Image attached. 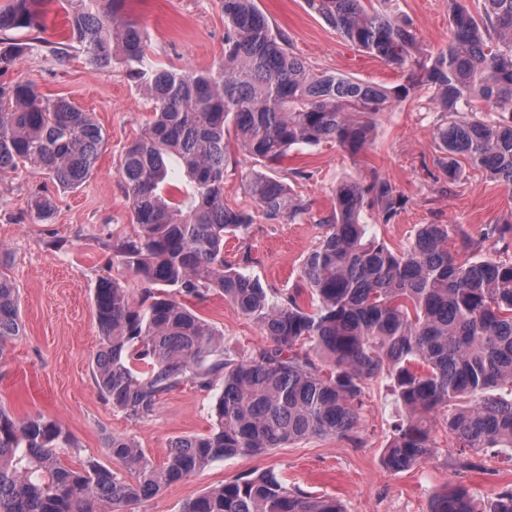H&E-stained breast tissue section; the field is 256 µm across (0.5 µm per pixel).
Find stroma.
<instances>
[{
    "mask_svg": "<svg viewBox=\"0 0 512 512\" xmlns=\"http://www.w3.org/2000/svg\"><path fill=\"white\" fill-rule=\"evenodd\" d=\"M391 2L415 28L424 52L436 53L446 44L448 0ZM256 5L311 65L390 87L403 83L400 69L344 41L304 0H256ZM127 11L150 32L151 58L160 67L204 68L224 56L221 0H128ZM7 77L33 82L42 94L92 112L105 145L90 179L73 191L58 189L33 169L0 179V270L18 290L21 324L19 336L0 351V408L17 418L41 414L56 421L74 440L62 455L70 466L89 458L111 465L105 439L114 434L134 438L154 462H162L173 438L208 433L210 395L185 384L165 395L154 415L136 422L103 399L92 377L100 349L95 288L102 280H114L136 301L147 289L122 265L114 247L138 232L118 165L125 146L145 132L151 107L122 69L97 68L80 52L60 60L46 48L35 49ZM437 119L431 93L423 89L380 116L372 145L359 155L330 142L291 148L274 174L308 205L295 224L272 223L256 214L244 184L257 164L240 151L235 133H226L224 201L255 218L242 234L227 238L225 260L276 294L302 287L300 266L325 232L320 220L332 210L337 181L371 173L395 183L407 203L387 223L367 213L368 236L396 250L418 225L444 224L449 248H458L466 236L476 243L473 257L512 260L511 238L484 234L486 225L512 221V190L467 170L455 187L442 191L433 178ZM39 193L54 200L43 222L30 209ZM246 254L251 257L247 263L242 260ZM185 303L223 332L234 358L267 346L259 326L221 295L203 302L189 297ZM402 416L387 380L374 382L364 396L360 426L350 437H315L261 455L211 462L134 505L132 512H180L210 487L267 470L282 475L288 485L338 498L346 512H427L431 496L447 486L466 487L483 503L512 487V455H481L473 466H462L464 452L438 420L431 432L437 446L433 456L408 470L388 469L384 453Z\"/></svg>",
    "mask_w": 512,
    "mask_h": 512,
    "instance_id": "1",
    "label": "stroma"
}]
</instances>
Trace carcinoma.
<instances>
[{
    "label": "carcinoma",
    "mask_w": 512,
    "mask_h": 512,
    "mask_svg": "<svg viewBox=\"0 0 512 512\" xmlns=\"http://www.w3.org/2000/svg\"><path fill=\"white\" fill-rule=\"evenodd\" d=\"M388 0H305L345 41L396 66L405 83L386 87L311 67L273 31L255 0H222L224 59L207 68L158 69L150 36L126 15V0H10L0 8V76L38 46L47 6L67 12L64 42H44L60 59L70 48L97 68L124 69L153 109L144 133L119 160L118 174L140 228L116 247L122 264L160 286L136 303L105 280L94 306L102 347L97 389L132 420L152 416L185 383L212 394L213 427L178 436L157 464L127 435L106 448L115 462H62L69 433L42 416L17 420L0 408V512H129L209 463L260 454L312 437L355 431L367 384L382 377L405 410L385 465L401 471L434 452L429 415L445 410L448 437L478 456L512 448V261L461 259L448 249V225L421 224L399 252L366 234L365 207L384 222L406 197L375 174L342 179L323 239L304 259L302 291L269 298L262 283L224 261V239L254 216L224 203L234 127L260 165L278 164L294 146L331 142L350 155L371 143L377 117L411 92L429 88L440 113L439 176L458 182L457 157L512 189V0H483L474 17L448 0V44L419 49L416 31L383 7ZM17 29L33 42H8ZM488 116L469 112L474 100ZM105 143L93 113L42 96L23 80L0 82V179L37 169L75 190ZM176 157L190 190L169 185ZM245 193L264 218L293 223L308 206L281 180L252 172ZM199 301L221 294L254 320L271 345L246 359L224 353V336L168 289ZM20 334L18 292L0 272V352ZM181 512H346L340 500L290 488L273 471L212 487ZM427 512H512V487L482 504L464 487L434 494Z\"/></svg>",
    "instance_id": "obj_1"
}]
</instances>
